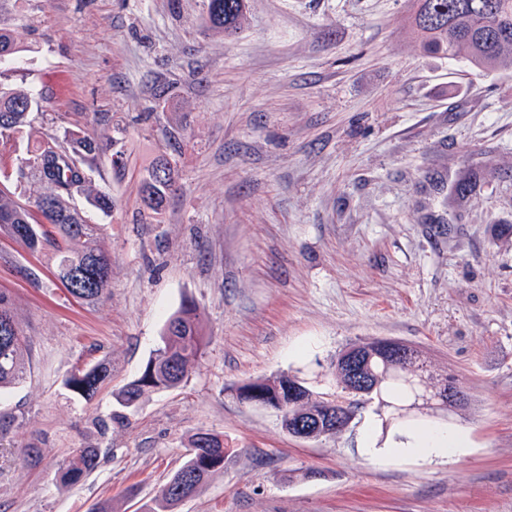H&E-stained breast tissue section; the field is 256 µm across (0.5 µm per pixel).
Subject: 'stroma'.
Returning a JSON list of instances; mask_svg holds the SVG:
<instances>
[{"mask_svg": "<svg viewBox=\"0 0 512 512\" xmlns=\"http://www.w3.org/2000/svg\"><path fill=\"white\" fill-rule=\"evenodd\" d=\"M202 0H0L21 49L0 82L39 99L17 158L80 127L103 147L89 176L116 200L103 225L106 299L88 306L47 256L0 233V291L27 332L30 374L0 395V512H146L193 433L237 454L178 512H512V74L422 51L406 0H247L243 31L202 21ZM123 126L127 168L107 148ZM181 137V189L148 218L143 168ZM477 187L452 193L467 171ZM204 313L187 383L116 395L137 379L184 299ZM367 338L419 350L467 384L448 462L366 454L381 432L359 404L335 438L283 430L228 388L290 373L336 397L331 363ZM108 359L88 403L64 381ZM106 423L96 470L58 487L69 449ZM43 450L32 467L13 450Z\"/></svg>", "mask_w": 512, "mask_h": 512, "instance_id": "obj_1", "label": "stroma"}]
</instances>
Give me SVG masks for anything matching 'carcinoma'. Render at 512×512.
Wrapping results in <instances>:
<instances>
[{"instance_id":"1","label":"carcinoma","mask_w":512,"mask_h":512,"mask_svg":"<svg viewBox=\"0 0 512 512\" xmlns=\"http://www.w3.org/2000/svg\"><path fill=\"white\" fill-rule=\"evenodd\" d=\"M409 29L423 50L461 60L488 75L512 70V0H408ZM205 23L224 36L241 30L246 19V0H203ZM20 49L13 32L0 26V75L16 68ZM37 101L21 87L0 83V125L13 134L31 122ZM65 139L75 144L84 158H74L64 143L52 137L40 143L30 157L16 163L7 153H0V176L24 178L31 172L45 191L33 200L20 202L0 190V230L32 252L51 255L54 276L66 292L88 305L104 300L112 279V254L103 244L104 228L90 224L72 205L74 191L86 192L96 209L112 211V197L97 190L84 166L96 160V144L68 130ZM180 190L176 163L162 155L146 169L141 180L142 201L154 214L161 213L169 196ZM82 274L72 287V274ZM204 318L200 307L186 299L167 319L161 333V345L148 360L141 376L119 394L120 404L129 408L146 392L175 388L188 379L204 354ZM29 337L17 321L10 299L0 293V394L23 383L27 376ZM360 356L359 376H353L350 354ZM112 375V365L104 360L75 368L64 382L69 395L78 400H93L100 386ZM332 375L340 396L339 407L347 414V423L336 427L323 425L305 433L306 439L335 437L355 418L359 401L377 404L376 414L382 430L403 421L424 418L449 420L453 413L442 410L433 401L435 390L444 387L463 394L450 400L452 408L469 401L466 388L448 374L437 372L422 354L408 346L404 355L372 338L354 344L336 354ZM231 395L242 402L252 395L285 400L281 410L282 427L293 433L298 419L309 413L321 414L326 400L313 391L303 378L279 375L256 379L230 387ZM190 450L183 466L158 490L148 512H176L180 503L197 494L216 472L224 470V457L233 456L224 436L198 431L189 440ZM100 448L91 440L73 449L61 462L56 481L72 486L98 466Z\"/></svg>"}]
</instances>
